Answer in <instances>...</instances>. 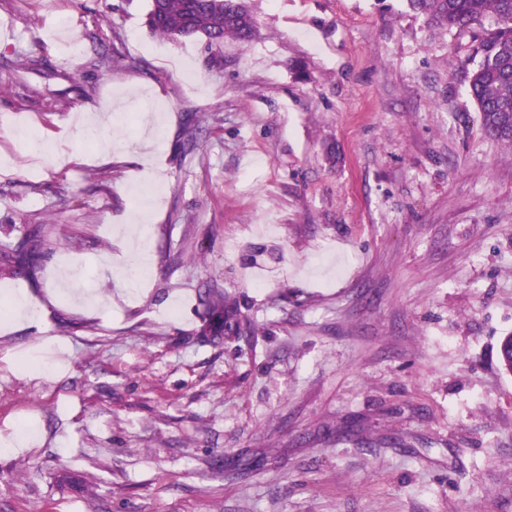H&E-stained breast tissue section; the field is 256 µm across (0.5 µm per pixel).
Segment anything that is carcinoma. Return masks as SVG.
Instances as JSON below:
<instances>
[{
    "mask_svg": "<svg viewBox=\"0 0 512 512\" xmlns=\"http://www.w3.org/2000/svg\"><path fill=\"white\" fill-rule=\"evenodd\" d=\"M409 6L441 32L475 33L474 55L479 61L470 72L469 86L480 125L512 146V0H409ZM149 26L170 38L205 34L210 46L226 39L246 44L254 36L253 20L240 0H153ZM43 245L44 238L33 231L14 249V259L20 265ZM199 304L205 309L204 333H241L243 318L231 296L210 288L199 293Z\"/></svg>",
    "mask_w": 512,
    "mask_h": 512,
    "instance_id": "carcinoma-1",
    "label": "carcinoma"
}]
</instances>
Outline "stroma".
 I'll return each mask as SVG.
<instances>
[{"label":"stroma","mask_w":512,"mask_h":512,"mask_svg":"<svg viewBox=\"0 0 512 512\" xmlns=\"http://www.w3.org/2000/svg\"><path fill=\"white\" fill-rule=\"evenodd\" d=\"M244 2L254 38L211 46L151 33V0H0V244L45 227L0 306H47L0 318V439L33 434L0 512H512V150L472 36L407 0ZM118 85L161 96L152 136ZM208 287L255 333L203 335ZM11 311L17 322L38 325L44 318L46 306L32 304L26 297L22 296L13 300Z\"/></svg>","instance_id":"35a3bbf8"}]
</instances>
